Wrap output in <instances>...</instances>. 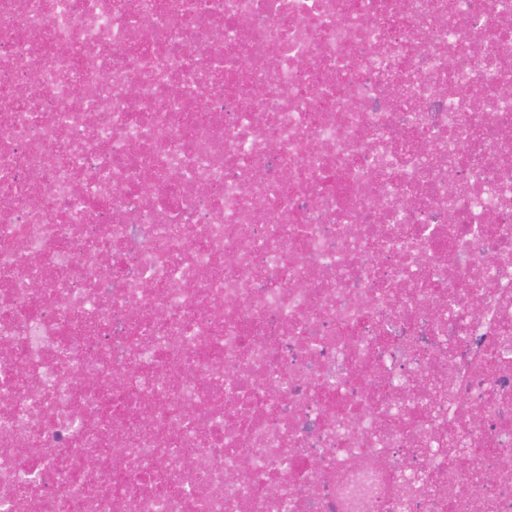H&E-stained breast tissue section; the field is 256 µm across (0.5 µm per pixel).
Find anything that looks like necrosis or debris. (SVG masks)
Listing matches in <instances>:
<instances>
[{"label":"necrosis or debris","mask_w":512,"mask_h":512,"mask_svg":"<svg viewBox=\"0 0 512 512\" xmlns=\"http://www.w3.org/2000/svg\"><path fill=\"white\" fill-rule=\"evenodd\" d=\"M0 512H512V0H0Z\"/></svg>","instance_id":"necrosis-or-debris-1"}]
</instances>
